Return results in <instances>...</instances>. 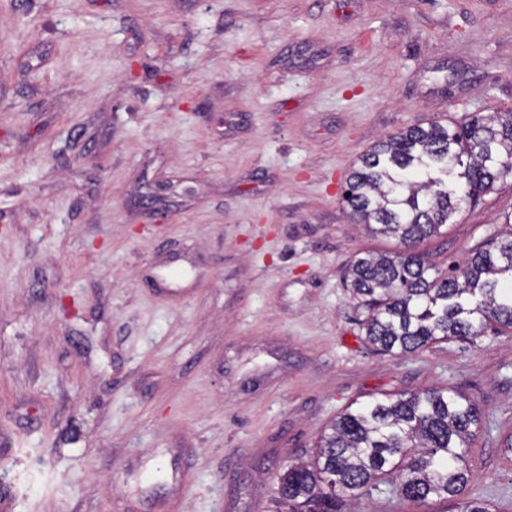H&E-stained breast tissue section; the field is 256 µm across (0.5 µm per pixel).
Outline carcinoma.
<instances>
[{
  "mask_svg": "<svg viewBox=\"0 0 512 512\" xmlns=\"http://www.w3.org/2000/svg\"><path fill=\"white\" fill-rule=\"evenodd\" d=\"M512 110L464 121L412 126L370 147L348 176L343 202L373 235L396 238V252H368L347 271L367 312L366 338L383 351L415 353L440 340L474 338L488 325L512 329V230L477 247L450 275L420 244L508 175ZM481 421L456 390L425 389L346 407L328 425L314 459L277 474L274 512H351L389 483L400 498L453 501L468 482L467 449Z\"/></svg>",
  "mask_w": 512,
  "mask_h": 512,
  "instance_id": "carcinoma-1",
  "label": "carcinoma"
}]
</instances>
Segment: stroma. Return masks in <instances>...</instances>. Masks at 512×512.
Returning <instances> with one entry per match:
<instances>
[{
    "label": "stroma",
    "mask_w": 512,
    "mask_h": 512,
    "mask_svg": "<svg viewBox=\"0 0 512 512\" xmlns=\"http://www.w3.org/2000/svg\"><path fill=\"white\" fill-rule=\"evenodd\" d=\"M512 109V0H0V499L9 512H272L353 401L483 412L460 499L512 512V332L405 355L345 284L399 250L342 202L360 155ZM512 174L421 244L504 231Z\"/></svg>",
    "instance_id": "35a3bbf8"
}]
</instances>
